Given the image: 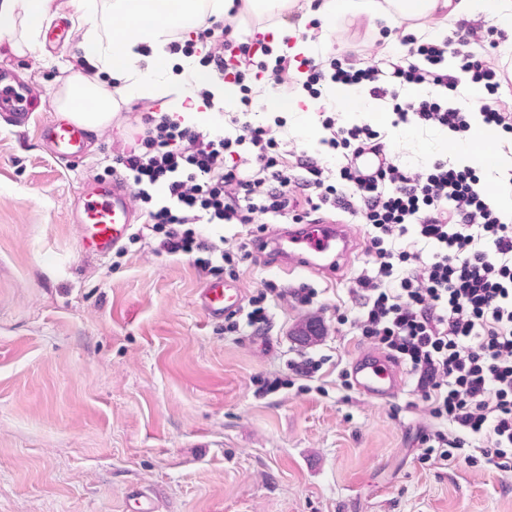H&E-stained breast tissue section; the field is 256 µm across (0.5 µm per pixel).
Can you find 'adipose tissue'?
<instances>
[{"label": "adipose tissue", "instance_id": "obj_1", "mask_svg": "<svg viewBox=\"0 0 512 512\" xmlns=\"http://www.w3.org/2000/svg\"><path fill=\"white\" fill-rule=\"evenodd\" d=\"M84 29L81 49L91 66L120 80L111 92L84 75L73 74L58 100V108L86 127L97 130L109 125L117 96L133 98L144 93L166 100V112L182 124L218 123V113L187 105L190 84L213 85L225 108H234L237 88L214 83L209 71L197 69L191 58L173 65L166 50L168 34L175 28L196 26L198 0H113L107 27H100L93 0H77ZM55 9L54 0H0V37L23 31L29 44H36L44 21ZM318 16L327 22L337 16L363 18L368 22L393 16L434 20L435 33L479 15L493 18L512 32V0H321Z\"/></svg>", "mask_w": 512, "mask_h": 512}]
</instances>
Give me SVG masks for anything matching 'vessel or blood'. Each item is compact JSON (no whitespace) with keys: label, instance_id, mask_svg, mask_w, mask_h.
Segmentation results:
<instances>
[{"label":"vessel or blood","instance_id":"obj_1","mask_svg":"<svg viewBox=\"0 0 512 512\" xmlns=\"http://www.w3.org/2000/svg\"><path fill=\"white\" fill-rule=\"evenodd\" d=\"M38 107V100L24 80L0 72V112L25 124ZM39 135L52 157L64 162L86 157L91 140L86 127L68 120L44 122ZM385 161L383 153L366 148L353 156L352 166L357 177L367 181L376 176ZM130 197V187L118 178L79 194L71 216L84 253L106 259L130 235L135 224ZM356 248L357 235L352 225L324 219L274 227L254 242L253 254L265 267L280 274H312L333 282L341 279ZM242 300L240 288L216 278L199 289L196 305L205 319L217 321L238 311ZM350 373L359 395L380 402L395 398L405 383L399 363L374 350L360 352L351 362Z\"/></svg>","mask_w":512,"mask_h":512}]
</instances>
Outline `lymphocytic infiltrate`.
<instances>
[{"label":"lymphocytic infiltrate","mask_w":512,"mask_h":512,"mask_svg":"<svg viewBox=\"0 0 512 512\" xmlns=\"http://www.w3.org/2000/svg\"><path fill=\"white\" fill-rule=\"evenodd\" d=\"M237 10L216 20L204 15L194 38L173 30L169 48L197 57L200 66L232 78L243 106L251 104L250 80L270 73L274 83L293 87L304 74L303 87L320 95L325 82L367 85L376 99H388L398 122L438 126L468 134L471 125L460 107L422 98L400 103L405 86L433 85L455 89L454 76L441 64L446 54L460 59V69L483 85L490 99L481 108L484 125L512 132V110L496 94L512 85V61L496 63L498 46L492 30L460 27L440 40L421 41L406 35L411 52L423 65L395 67L385 75L376 57L322 65L312 58L280 55L274 66L264 61L266 41L235 42L232 32ZM232 132L209 135L182 125L167 114L144 115L134 144L118 153L114 170L132 187L131 202L145 209L149 224L162 232L160 246L170 254H196L207 273H217L209 255L220 252L234 263L230 251L200 240L194 225L254 224L258 219L277 224L319 220L336 211L352 223L369 225L366 250L377 265L375 274L354 278L349 293L359 305L350 326L376 349L408 366L416 389L430 414L447 426L424 434L422 461L454 459L472 450L500 472L512 473V224L503 222L481 178L471 166L435 160L424 169L387 163L375 178L360 180L350 163L363 147L384 151L381 135L370 125L337 126L323 119L324 145L341 150L340 182L331 184L328 168L306 162L304 175L288 171L285 146L264 125L232 118ZM163 201H154V189ZM430 244V253L395 248L409 232ZM316 291L308 285L285 292L267 282L264 294L251 299L245 321L228 316L224 330L240 332L268 320L267 297L311 305Z\"/></svg>","instance_id":"obj_1"}]
</instances>
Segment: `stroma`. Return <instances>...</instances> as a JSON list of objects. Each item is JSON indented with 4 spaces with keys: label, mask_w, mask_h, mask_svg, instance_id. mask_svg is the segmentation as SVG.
<instances>
[{
    "label": "stroma",
    "mask_w": 512,
    "mask_h": 512,
    "mask_svg": "<svg viewBox=\"0 0 512 512\" xmlns=\"http://www.w3.org/2000/svg\"><path fill=\"white\" fill-rule=\"evenodd\" d=\"M60 2L69 42L0 52V68L47 102L27 125L0 118V512H130L133 487L155 495L157 512H512V475L421 461L420 434L441 423L413 377L387 403L341 387L339 369L370 346L338 320L354 313L353 278L375 270L367 253L332 285L274 274L252 256L222 271L247 299L269 281L318 291L310 306L269 302L267 324L239 336L200 314L207 274L193 256L161 250L146 219L107 260L80 251L77 194L112 181L133 122L163 101L119 100L87 157H51L37 124L58 117L54 100L82 57L77 6ZM386 27L345 15L305 32L341 58ZM248 118L292 143L290 168L305 155L331 163L321 134L300 135L296 118L282 128L271 112ZM394 119L388 109L361 121L384 134L395 164L458 163L440 128ZM310 323L320 335L306 342L297 333ZM302 355L322 360L315 377L289 371ZM274 378L281 387L263 391Z\"/></svg>",
    "instance_id": "obj_1"
}]
</instances>
